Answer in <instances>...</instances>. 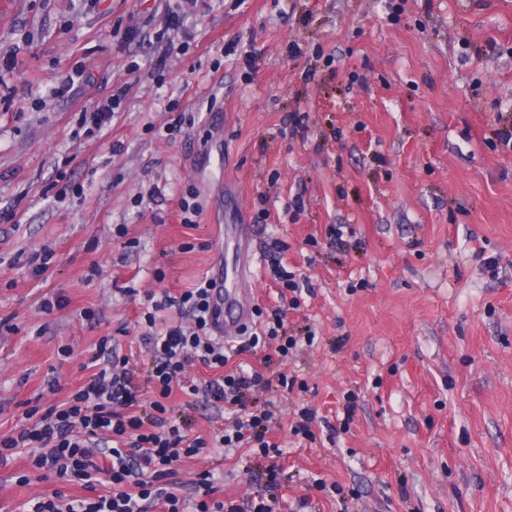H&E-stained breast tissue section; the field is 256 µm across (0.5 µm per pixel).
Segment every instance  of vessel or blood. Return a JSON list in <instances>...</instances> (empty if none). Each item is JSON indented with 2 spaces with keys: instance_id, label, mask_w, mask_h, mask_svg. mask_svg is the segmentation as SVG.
<instances>
[{
  "instance_id": "1",
  "label": "vessel or blood",
  "mask_w": 512,
  "mask_h": 512,
  "mask_svg": "<svg viewBox=\"0 0 512 512\" xmlns=\"http://www.w3.org/2000/svg\"><path fill=\"white\" fill-rule=\"evenodd\" d=\"M250 237V227L246 224H230L224 230L225 243L234 247L235 265L230 269L220 268L213 275L212 329L220 336H234L250 316L249 282L253 275Z\"/></svg>"
}]
</instances>
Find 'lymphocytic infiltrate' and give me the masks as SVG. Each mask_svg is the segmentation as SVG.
<instances>
[{"label": "lymphocytic infiltrate", "instance_id": "f902f5d3", "mask_svg": "<svg viewBox=\"0 0 512 512\" xmlns=\"http://www.w3.org/2000/svg\"><path fill=\"white\" fill-rule=\"evenodd\" d=\"M211 287L205 278L152 302L140 323L148 356L144 368L131 367L117 345L100 342L97 369L86 385L0 438V460L28 448L32 470L74 478L88 488L102 474L109 484L107 491L89 497L54 494L35 502L30 512H308L310 496L284 501L280 470L273 463L282 454L272 438L282 403L270 390L293 389L296 379L282 373L269 380L263 367L296 357L302 347L313 345L315 335H289L282 310L258 307L256 324L243 325L238 344L229 346L211 331ZM171 308L178 321L158 327L159 312ZM259 348L262 367L234 364L235 356ZM193 361L209 368L210 375L189 384L184 372ZM177 390L211 416L225 418L215 438L192 434L188 418L169 406ZM214 443L249 448L269 459L248 497L217 498L207 473L193 481L192 494L183 493L175 463L208 452ZM97 454L103 464L94 462Z\"/></svg>", "mask_w": 512, "mask_h": 512}]
</instances>
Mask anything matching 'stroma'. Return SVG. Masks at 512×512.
Masks as SVG:
<instances>
[{"label": "stroma", "mask_w": 512, "mask_h": 512, "mask_svg": "<svg viewBox=\"0 0 512 512\" xmlns=\"http://www.w3.org/2000/svg\"><path fill=\"white\" fill-rule=\"evenodd\" d=\"M118 84L125 103L88 131L81 110ZM502 112L512 0H15L0 11V436L87 384L100 339L144 353L148 294L210 274L238 215L253 304L280 305L272 259L312 283L286 315L316 333L284 368L305 383L289 407L332 421L356 399L336 438L296 437L287 414L274 427L286 498L341 512L311 490L323 479L358 491V512H512ZM332 224L353 236L330 244ZM176 468L243 498L259 461L218 448ZM57 493L86 491L27 454L0 462V512Z\"/></svg>", "instance_id": "35a3bbf8"}]
</instances>
